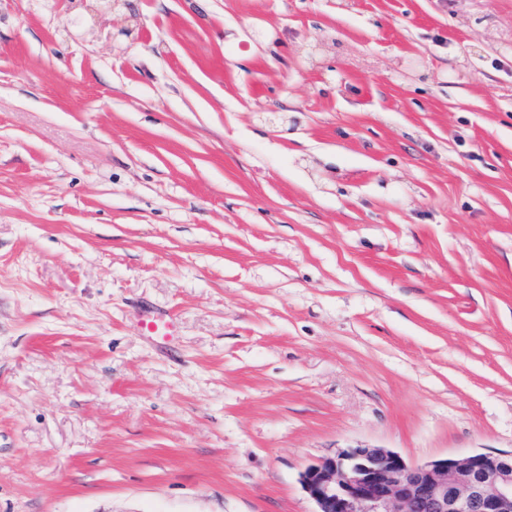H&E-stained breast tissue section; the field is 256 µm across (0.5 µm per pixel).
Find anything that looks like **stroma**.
Returning a JSON list of instances; mask_svg holds the SVG:
<instances>
[{
	"mask_svg": "<svg viewBox=\"0 0 512 512\" xmlns=\"http://www.w3.org/2000/svg\"><path fill=\"white\" fill-rule=\"evenodd\" d=\"M357 446L512 450V0H0V512ZM140 332L152 339L161 340L165 344L172 341L175 333V320L172 316H162L150 313L140 323Z\"/></svg>",
	"mask_w": 512,
	"mask_h": 512,
	"instance_id": "obj_1",
	"label": "stroma"
}]
</instances>
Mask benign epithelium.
I'll return each instance as SVG.
<instances>
[{
  "label": "benign epithelium",
  "mask_w": 512,
  "mask_h": 512,
  "mask_svg": "<svg viewBox=\"0 0 512 512\" xmlns=\"http://www.w3.org/2000/svg\"><path fill=\"white\" fill-rule=\"evenodd\" d=\"M300 483L314 512H512V451L413 464L348 447L306 468Z\"/></svg>",
  "instance_id": "7a95c632"
}]
</instances>
